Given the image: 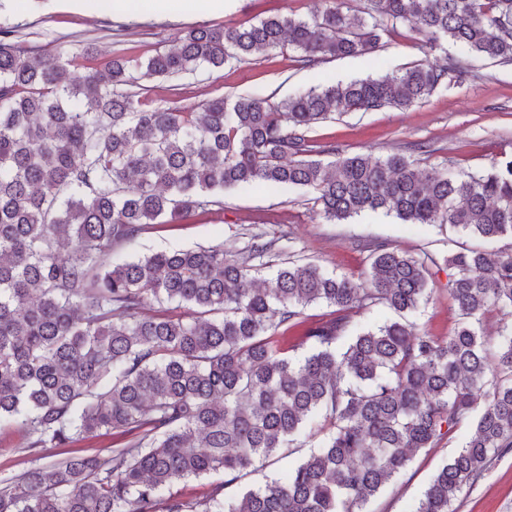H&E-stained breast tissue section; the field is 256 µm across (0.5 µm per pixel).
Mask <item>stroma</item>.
Listing matches in <instances>:
<instances>
[{"mask_svg":"<svg viewBox=\"0 0 512 512\" xmlns=\"http://www.w3.org/2000/svg\"><path fill=\"white\" fill-rule=\"evenodd\" d=\"M323 6L324 0H223L217 6L200 0L195 8L164 19L116 15L102 0H0V29L13 30L15 41L24 48L51 50L63 42L77 52L84 44H95L99 55L93 66L101 70L113 52L152 54L193 26L254 22L280 13L307 17ZM295 57V50L284 46L220 70L145 81L142 93L164 106L198 104L220 95L270 96L279 101L311 88L401 72L424 63L427 54L418 35L410 32L369 55L336 57L313 66L300 65ZM463 61L473 72L463 88L437 90L405 110L389 107L342 114L316 127L315 138L335 143L342 152L374 159L401 153L423 168L445 165L468 171L489 166L495 157H511L512 64L468 55ZM420 142L429 145V152L417 150ZM260 232L273 242L266 257L269 264L298 254L316 259L327 271L355 276L363 269L359 246L368 241L440 256L475 244L447 226L408 224L380 210L330 223L315 215L313 193L305 188L240 187L225 191L222 210L198 211L182 223L148 229L130 251L143 254L217 244L241 250L252 234ZM467 435V430H460L452 440L417 455L369 504L368 512H413L433 476L455 456ZM24 442L21 430H0V481L40 465V457L27 452ZM223 481L220 473L189 478L163 489L160 497L204 504L216 494L227 500L237 489L224 487ZM453 508L512 512V453L494 461Z\"/></svg>","mask_w":512,"mask_h":512,"instance_id":"1","label":"stroma"}]
</instances>
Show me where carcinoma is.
Masks as SVG:
<instances>
[{"label":"carcinoma","instance_id":"carcinoma-1","mask_svg":"<svg viewBox=\"0 0 512 512\" xmlns=\"http://www.w3.org/2000/svg\"><path fill=\"white\" fill-rule=\"evenodd\" d=\"M363 2L201 25L154 55H114L103 74L91 46L64 61L63 45L24 49L0 30V428L19 427L36 454L103 430L127 439L105 459L28 469L0 489V512H197L159 493L218 471L232 486L293 454L308 425L322 440L287 479L243 487L215 512H366L422 450L470 424L415 510L453 512L512 450V331L494 345L485 336L487 315L512 309V243L439 259L371 241L362 282L306 258L266 273L259 234L243 253L120 257L151 227L224 209V190L240 186L310 188L331 223L381 210L512 240V158L422 169L311 136L336 114L407 109L464 85L470 71L452 55L280 101L155 106L128 90L285 44L303 65L369 54L408 30L431 51L450 42L512 61V0ZM444 270L457 314L448 335L408 319L355 329L375 308L417 312ZM317 304L329 317L307 321Z\"/></svg>","mask_w":512,"mask_h":512}]
</instances>
